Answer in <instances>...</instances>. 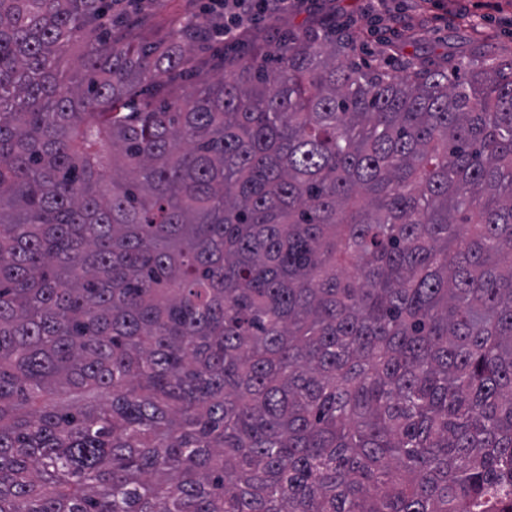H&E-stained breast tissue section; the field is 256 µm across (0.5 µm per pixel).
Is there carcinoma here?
<instances>
[{"label": "carcinoma", "mask_w": 512, "mask_h": 512, "mask_svg": "<svg viewBox=\"0 0 512 512\" xmlns=\"http://www.w3.org/2000/svg\"><path fill=\"white\" fill-rule=\"evenodd\" d=\"M154 21L0 0V512H512V59Z\"/></svg>", "instance_id": "obj_1"}]
</instances>
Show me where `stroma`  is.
Here are the masks:
<instances>
[{"label": "stroma", "mask_w": 512, "mask_h": 512, "mask_svg": "<svg viewBox=\"0 0 512 512\" xmlns=\"http://www.w3.org/2000/svg\"><path fill=\"white\" fill-rule=\"evenodd\" d=\"M408 26L392 34L390 16ZM336 26L362 63L399 73L405 64L448 67L512 55V0H301L288 14L245 24L241 43L260 45L286 29Z\"/></svg>", "instance_id": "obj_1"}]
</instances>
